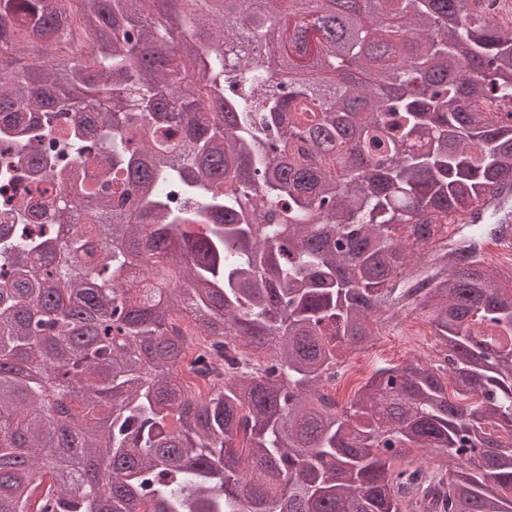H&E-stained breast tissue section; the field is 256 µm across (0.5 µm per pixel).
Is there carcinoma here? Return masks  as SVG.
Returning a JSON list of instances; mask_svg holds the SVG:
<instances>
[{"label":"carcinoma","instance_id":"cac0c4a2","mask_svg":"<svg viewBox=\"0 0 512 512\" xmlns=\"http://www.w3.org/2000/svg\"><path fill=\"white\" fill-rule=\"evenodd\" d=\"M158 2L0 0V155L59 187L38 233L27 189L0 229V512H512V287L480 261L512 226L422 265L397 236L512 208V22L489 0H329L311 28L300 0H170L167 24ZM404 303L443 360L380 367L337 410L340 350ZM185 317L199 368L221 362L204 395ZM405 448L450 465L398 470ZM205 347L206 341L203 336L190 337L189 341H187V356L183 364L184 377L193 381L204 392L209 388V377L198 371V364L195 362Z\"/></svg>","mask_w":512,"mask_h":512}]
</instances>
